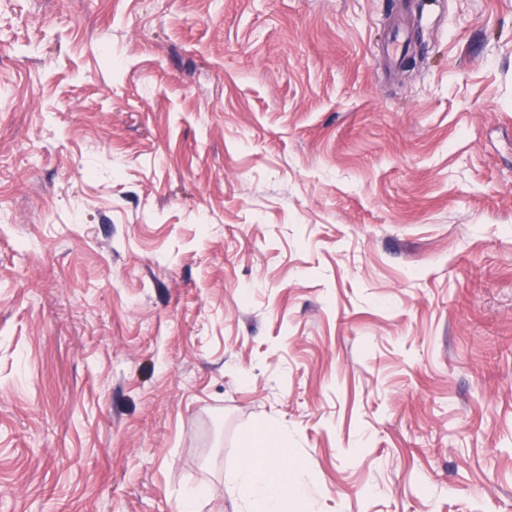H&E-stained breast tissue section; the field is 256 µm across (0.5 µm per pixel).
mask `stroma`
Wrapping results in <instances>:
<instances>
[{"instance_id": "obj_1", "label": "stroma", "mask_w": 512, "mask_h": 512, "mask_svg": "<svg viewBox=\"0 0 512 512\" xmlns=\"http://www.w3.org/2000/svg\"><path fill=\"white\" fill-rule=\"evenodd\" d=\"M0 0V512H512V0ZM261 459L248 443L241 450V463L234 482L238 499L248 506L247 512H281L288 490L296 496L306 493V484L298 471L288 473L283 458L288 452L279 430L269 431L264 439Z\"/></svg>"}]
</instances>
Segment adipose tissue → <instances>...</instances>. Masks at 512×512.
<instances>
[{
    "label": "adipose tissue",
    "mask_w": 512,
    "mask_h": 512,
    "mask_svg": "<svg viewBox=\"0 0 512 512\" xmlns=\"http://www.w3.org/2000/svg\"><path fill=\"white\" fill-rule=\"evenodd\" d=\"M286 453L284 437L278 430L265 435L262 450L249 445L242 448L234 490L248 512H283L289 495L305 494L302 475L287 471L283 465Z\"/></svg>",
    "instance_id": "obj_1"
}]
</instances>
